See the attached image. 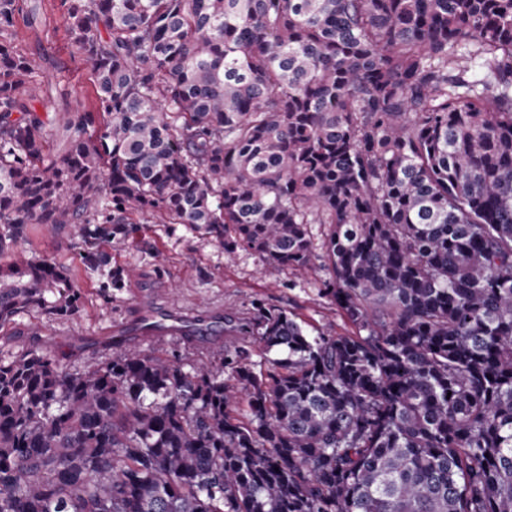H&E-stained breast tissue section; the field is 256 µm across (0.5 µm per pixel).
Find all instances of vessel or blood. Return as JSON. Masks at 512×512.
Returning a JSON list of instances; mask_svg holds the SVG:
<instances>
[{
	"label": "vessel or blood",
	"instance_id": "b4317fda",
	"mask_svg": "<svg viewBox=\"0 0 512 512\" xmlns=\"http://www.w3.org/2000/svg\"><path fill=\"white\" fill-rule=\"evenodd\" d=\"M132 281L128 305L134 315L116 338L120 345H128L133 336L152 344L171 339L189 343L197 335L207 332L213 320L222 314L218 308L184 305L178 298L167 293L162 294L160 303L146 305L139 288L140 275H133Z\"/></svg>",
	"mask_w": 512,
	"mask_h": 512
}]
</instances>
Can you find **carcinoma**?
Instances as JSON below:
<instances>
[{"instance_id":"carcinoma-1","label":"carcinoma","mask_w":512,"mask_h":512,"mask_svg":"<svg viewBox=\"0 0 512 512\" xmlns=\"http://www.w3.org/2000/svg\"><path fill=\"white\" fill-rule=\"evenodd\" d=\"M95 107L33 104L0 0V326L140 219L323 271L354 332L257 308L266 372L0 361V512H512V0H60ZM328 226L316 247L310 225ZM244 396L245 412L233 411Z\"/></svg>"}]
</instances>
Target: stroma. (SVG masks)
<instances>
[{
	"mask_svg": "<svg viewBox=\"0 0 512 512\" xmlns=\"http://www.w3.org/2000/svg\"><path fill=\"white\" fill-rule=\"evenodd\" d=\"M37 7L35 23L18 20L14 38L18 47L40 60L41 70L30 93L48 100L54 118L80 107L93 106L95 96L89 64L71 45L66 19L56 0H31ZM65 86L79 89L76 98H61ZM72 228L32 225L16 252L26 259L52 257L62 263L82 294V307L73 316L56 317L27 310L0 326V359L12 360L39 350L69 372H81L108 362L112 351L103 329L127 313V288L103 293L95 274L79 257ZM112 265L122 273L141 272L143 295L164 289L188 303L222 305L226 314L253 318L257 305L286 309L298 322L324 333L346 334L351 326L339 309L319 290L318 276L290 269H272L248 250L225 252L222 245L181 224H158L145 218L134 239L112 246ZM142 354L219 368L220 359L210 344L188 345L170 341L145 344Z\"/></svg>",
	"mask_w": 512,
	"mask_h": 512,
	"instance_id": "stroma-1",
	"label": "stroma"
}]
</instances>
